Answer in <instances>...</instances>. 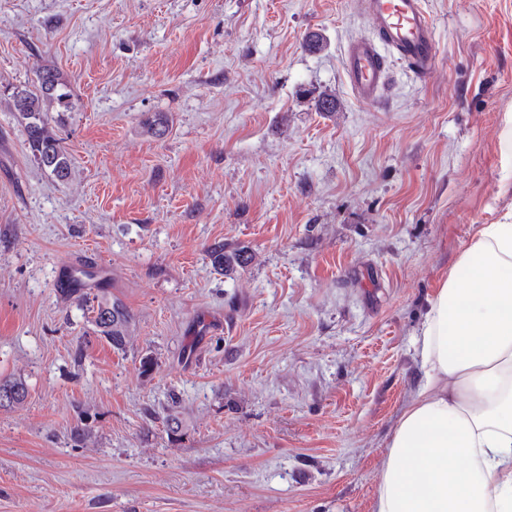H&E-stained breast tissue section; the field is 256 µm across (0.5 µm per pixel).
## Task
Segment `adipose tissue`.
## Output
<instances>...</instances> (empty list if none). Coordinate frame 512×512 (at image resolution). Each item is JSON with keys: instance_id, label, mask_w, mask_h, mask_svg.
Returning a JSON list of instances; mask_svg holds the SVG:
<instances>
[{"instance_id": "ef3b65f1", "label": "adipose tissue", "mask_w": 512, "mask_h": 512, "mask_svg": "<svg viewBox=\"0 0 512 512\" xmlns=\"http://www.w3.org/2000/svg\"><path fill=\"white\" fill-rule=\"evenodd\" d=\"M422 376L373 512H512V220L482 224L428 301Z\"/></svg>"}]
</instances>
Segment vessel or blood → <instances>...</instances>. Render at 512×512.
Returning a JSON list of instances; mask_svg holds the SVG:
<instances>
[{"label": "vessel or blood", "instance_id": "obj_1", "mask_svg": "<svg viewBox=\"0 0 512 512\" xmlns=\"http://www.w3.org/2000/svg\"><path fill=\"white\" fill-rule=\"evenodd\" d=\"M358 7L372 33L351 40L343 52V70L358 100L380 98L388 81L386 56L406 62L421 76L434 69L438 42L424 0H358Z\"/></svg>", "mask_w": 512, "mask_h": 512}]
</instances>
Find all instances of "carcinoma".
Wrapping results in <instances>:
<instances>
[{
	"mask_svg": "<svg viewBox=\"0 0 512 512\" xmlns=\"http://www.w3.org/2000/svg\"><path fill=\"white\" fill-rule=\"evenodd\" d=\"M11 98L14 112L23 126L26 141L35 160L55 178L61 181L66 179L72 160L47 118L51 106L56 105L63 109L69 107L70 93L60 72L49 66L39 67L34 84L15 89ZM314 106L316 111L330 114L336 111V96L321 92L314 98ZM167 123L165 113L155 112L145 119L144 127L148 134L160 139L166 134ZM207 254L214 269L226 276L244 269L252 260L248 250H227L222 242L209 246ZM86 278H93V274L82 270L80 275L71 276L68 287L62 289V292L68 296L75 295L86 303L92 302L88 313L91 314V324L96 334L104 338L113 349L121 351L127 344L132 314L119 298L108 295L102 289L92 298L84 295L81 286ZM8 392L13 397L6 400L0 398V408L20 405L28 395L27 387L21 381L1 382L0 395Z\"/></svg>",
	"mask_w": 512,
	"mask_h": 512,
	"instance_id": "cac0c4a2",
	"label": "carcinoma"
}]
</instances>
